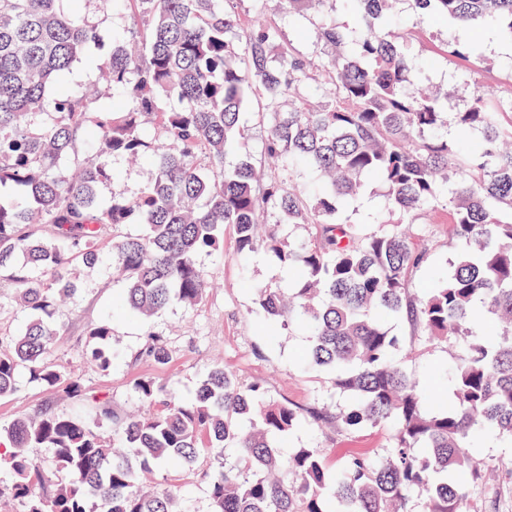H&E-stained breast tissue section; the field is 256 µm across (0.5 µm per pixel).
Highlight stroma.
Wrapping results in <instances>:
<instances>
[{"label": "stroma", "instance_id": "obj_1", "mask_svg": "<svg viewBox=\"0 0 512 512\" xmlns=\"http://www.w3.org/2000/svg\"><path fill=\"white\" fill-rule=\"evenodd\" d=\"M125 23L119 13L103 17L100 41L90 46L89 61L75 65L71 89H85L96 83L98 74L92 62L109 53L113 31L122 29ZM394 23L416 55L438 59L437 66L417 73L418 86L452 92L464 84H477L494 91L502 100L512 101V42L503 39L496 27L476 37L445 20L416 22L403 7L396 11ZM472 41L478 42L480 51L470 61L443 57L446 43ZM447 220L446 211L436 210L419 215L416 223L406 227L414 247L424 255L422 267L408 283L411 295H422L431 277L445 275L456 259L459 246L448 234ZM200 264L212 278L205 298L191 306L171 305L146 322L114 308L113 299L123 283L113 276L111 268L75 266L80 291L56 315L63 333L54 345L52 363L81 378L88 400L110 403L121 414L141 410L133 390L139 379L150 377L171 383L178 395L186 396L212 365L221 364L243 384L261 383L272 399L320 413L316 424L294 432L292 445L330 449L331 468H338L340 451L375 448L383 452L389 448L390 428H365L353 433L337 428L334 416L345 401L336 395L327 373L305 363L310 344L305 331L287 330L274 339L268 336L265 319L254 305V290L285 283L288 272L282 265L261 251L240 255L234 229L229 225L224 228L223 250L202 255ZM103 320L111 323L113 332L114 361L106 372L98 370L83 353L87 331ZM392 329L401 339L393 355L399 367L422 387L447 389L446 372L454 367L459 354L455 344L427 347L421 332L404 320L394 322ZM152 333L167 343V364L139 356ZM48 407L68 412L77 409L78 404L61 399L56 389L20 377L18 392L0 398V424L37 415ZM479 455L489 465L491 475L485 484L471 491L465 512H512V447L486 436L480 442ZM208 467V460L203 459L188 468H158L151 480L158 486L177 485L181 512H210L205 477Z\"/></svg>", "mask_w": 512, "mask_h": 512}]
</instances>
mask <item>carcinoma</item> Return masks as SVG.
Returning <instances> with one entry per match:
<instances>
[{
    "label": "carcinoma",
    "instance_id": "carcinoma-1",
    "mask_svg": "<svg viewBox=\"0 0 512 512\" xmlns=\"http://www.w3.org/2000/svg\"><path fill=\"white\" fill-rule=\"evenodd\" d=\"M330 2L274 0L278 14L320 18L319 57L297 49L277 22L241 17L228 8L234 0H0V277L28 314L0 352V398L16 391L22 371L81 396V381L47 357L61 335L56 311L78 291L72 267L98 266L106 235L122 305L147 321L203 300L210 275L199 257L223 249L230 224L239 253L262 249L290 273L286 288L255 289L270 335L308 332L309 362L351 399L337 425L390 424L391 446L350 452L337 471L325 448L285 455L300 408L215 365L188 397L139 380L142 414L97 404L123 451L80 413L45 411L0 427L8 443L0 467L12 474L0 499L21 512H90V503L96 512H179L177 487L150 489L145 474L203 456L215 463L211 512H408L416 490L427 512H459L484 480L475 437L512 444V105L506 111L467 85L465 109L447 113V97L414 86L420 64L390 25L392 0H345L360 18L351 33ZM405 2L420 21L496 26L512 42V0ZM88 5L120 9L129 23L94 61L103 84L54 95L99 41ZM251 100L267 125L264 155L319 173L314 195L262 170L245 137ZM450 122L456 141L444 134ZM117 159L144 163L149 176L137 194L107 200L100 188L119 178ZM372 184L383 188L388 219L365 231L345 211ZM440 203L460 253L414 298L407 282L424 256L403 225ZM271 215L317 234L290 245L274 227L261 230ZM130 224L141 233L123 231ZM397 320L420 327L431 346H463L448 394L418 388L392 365ZM87 336L85 355L111 369V324ZM142 356L165 364L169 350L152 338ZM228 444L238 449L230 463ZM35 448L50 450L55 479L41 474Z\"/></svg>",
    "mask_w": 512,
    "mask_h": 512
}]
</instances>
